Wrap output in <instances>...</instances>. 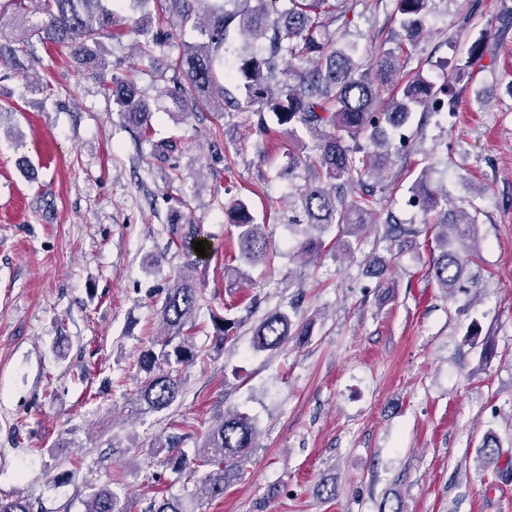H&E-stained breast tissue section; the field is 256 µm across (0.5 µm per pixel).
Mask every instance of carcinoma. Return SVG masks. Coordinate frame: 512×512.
<instances>
[{
	"label": "carcinoma",
	"instance_id": "carcinoma-1",
	"mask_svg": "<svg viewBox=\"0 0 512 512\" xmlns=\"http://www.w3.org/2000/svg\"><path fill=\"white\" fill-rule=\"evenodd\" d=\"M16 17L30 23V29L47 46L70 49L75 62L106 68L109 50L104 39L114 36L123 18L112 0H9ZM161 14H173L184 25L200 31L201 40L184 45L181 56L166 78L164 96L181 112H199L206 107L226 105L257 116L261 133L269 130L268 118L279 126L305 127L317 137V154L301 158L288 155V168L300 163L312 168L314 180L296 190L288 223L303 226L301 237L292 247V257L306 263L326 248L323 234L334 224L342 226L336 248L354 252L353 238L367 224L376 223L370 204L374 186L367 179L376 175L391 153H399L405 142L393 145L386 127L406 126L415 112H438L446 101L432 81L416 74L401 86L400 96L388 108L378 101L381 86L393 82L402 65L399 52L389 49L378 60L363 67L357 49L342 40L350 24L345 0H155ZM432 0H396L403 40L416 45L426 30ZM248 37L237 57V65L224 70V45L231 30ZM132 31L145 39L144 51L162 44L160 33L153 32L151 15L144 14L132 23ZM225 76L244 90V99L226 97ZM105 91L118 106L119 116L138 130L144 142L150 141L156 106L124 77L112 75ZM364 138L369 147L363 155L351 143ZM405 205L433 216L440 228V255L433 259V276L438 285L451 293L460 287L467 259L473 250L467 242L476 240L480 210L448 208V194L433 186L429 170H422ZM227 223L235 229L240 257L247 264L261 261L269 242L264 225L255 222L248 203L236 200L225 212ZM172 223L187 251L201 240L193 225L179 227L182 215L174 213ZM386 233L402 245L413 230L396 223L387 214ZM200 292L190 277L182 273L168 289L160 308L165 328L178 335L195 324L200 309ZM309 335V324L290 313L276 309L253 330L252 348L276 351L293 336ZM200 359L190 337L178 344L163 342L160 351L147 349L138 364L143 374L135 411L140 415L170 408L184 390L182 371ZM256 447V429L249 416L227 411L208 429L202 445L187 454L180 442L157 439V452L166 453V463L180 473L185 469L204 471L202 492L209 498L224 495V488L248 462ZM482 454L490 463L498 462L500 447L496 437L483 439ZM0 512H32L23 496L0 499ZM83 512H125L120 496L105 486L93 491L84 501ZM149 512H195L178 496L163 495L153 501Z\"/></svg>",
	"mask_w": 512,
	"mask_h": 512
}]
</instances>
